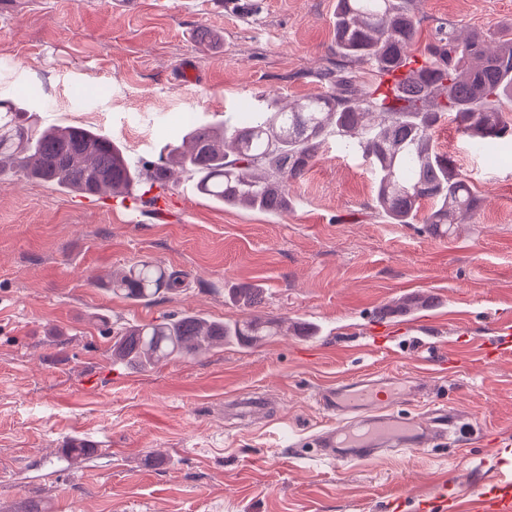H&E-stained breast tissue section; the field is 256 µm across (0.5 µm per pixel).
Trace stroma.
<instances>
[{"label":"stroma","mask_w":512,"mask_h":512,"mask_svg":"<svg viewBox=\"0 0 512 512\" xmlns=\"http://www.w3.org/2000/svg\"><path fill=\"white\" fill-rule=\"evenodd\" d=\"M412 8L423 44L448 20L463 37L512 26V0ZM335 13L336 0H0V101L152 162L259 95L320 93ZM435 142L479 198L445 240L375 214L367 161L332 138L283 215L219 206L184 175L133 213L0 179V512H428L443 485L480 494L511 478L512 353L487 364L477 345L512 326V142L474 151L449 118ZM140 261L181 273L180 290L139 303L96 286ZM243 283L265 290L257 315L306 335L113 364L112 328L243 319ZM422 371L460 414L457 435L350 462L311 448L336 423L319 404L328 383ZM88 436L101 455L66 467L59 448Z\"/></svg>","instance_id":"1"}]
</instances>
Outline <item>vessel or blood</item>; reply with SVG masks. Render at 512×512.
<instances>
[{
	"mask_svg": "<svg viewBox=\"0 0 512 512\" xmlns=\"http://www.w3.org/2000/svg\"><path fill=\"white\" fill-rule=\"evenodd\" d=\"M431 380L427 375L358 376L342 379L323 389L320 404L335 413L336 427L318 433L314 446L323 459H367L387 449L418 451L459 432L454 412L431 405L426 413L408 416L396 411L399 401L427 402ZM440 512H512V492L474 499L454 495L439 500Z\"/></svg>",
	"mask_w": 512,
	"mask_h": 512,
	"instance_id": "b4317fda",
	"label": "vessel or blood"
}]
</instances>
